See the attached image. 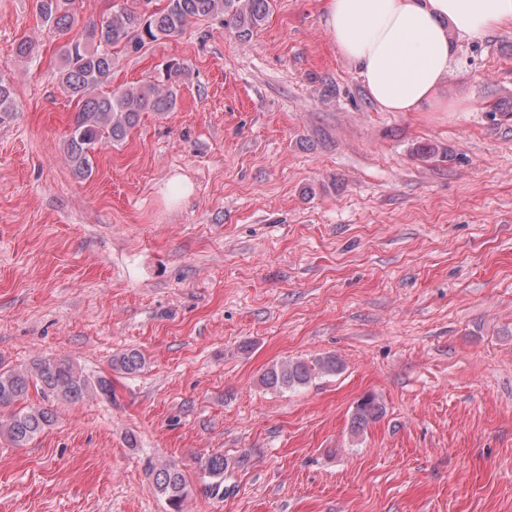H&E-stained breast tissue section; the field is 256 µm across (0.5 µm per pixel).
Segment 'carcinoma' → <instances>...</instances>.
<instances>
[{
  "label": "carcinoma",
  "instance_id": "obj_1",
  "mask_svg": "<svg viewBox=\"0 0 512 512\" xmlns=\"http://www.w3.org/2000/svg\"><path fill=\"white\" fill-rule=\"evenodd\" d=\"M71 4L73 0H34V9L55 37L63 41L58 81L77 107L69 124L66 150L74 171L82 177L92 174L93 158L98 151L127 138L141 113L168 112L176 104L172 87L165 83L182 71L178 63L166 66L162 84L150 82L102 91L112 79L115 47L129 34L137 33L135 46L139 47L178 37L195 19L222 14L238 36L247 38L262 26L270 12V0H166L163 8L148 14L117 5L100 24L86 26L85 37L80 39L72 35L79 19ZM13 95L12 85L0 78V114L12 111ZM145 364V357L136 349L116 354L110 362L113 371L129 375L140 372ZM340 369L341 363L334 355L307 361L288 360L267 370L262 382L269 388L290 390ZM33 389L47 399L73 403L91 390L112 396V381L100 376L91 382L73 361L64 357L38 359L24 369H0V412L8 411L6 418L0 417V432L17 447L30 444L55 423L51 409L28 404ZM382 415L383 407L376 397L363 396L351 414V432L358 434ZM226 466L227 461L220 453L197 459V470L212 490L222 486ZM149 471L157 495L173 512H181L189 494L187 475L174 463L151 465Z\"/></svg>",
  "mask_w": 512,
  "mask_h": 512
}]
</instances>
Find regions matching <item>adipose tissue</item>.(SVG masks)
<instances>
[{
	"label": "adipose tissue",
	"mask_w": 512,
	"mask_h": 512,
	"mask_svg": "<svg viewBox=\"0 0 512 512\" xmlns=\"http://www.w3.org/2000/svg\"><path fill=\"white\" fill-rule=\"evenodd\" d=\"M512 24V0H326L325 28L387 112H445L451 34Z\"/></svg>",
	"instance_id": "obj_1"
}]
</instances>
